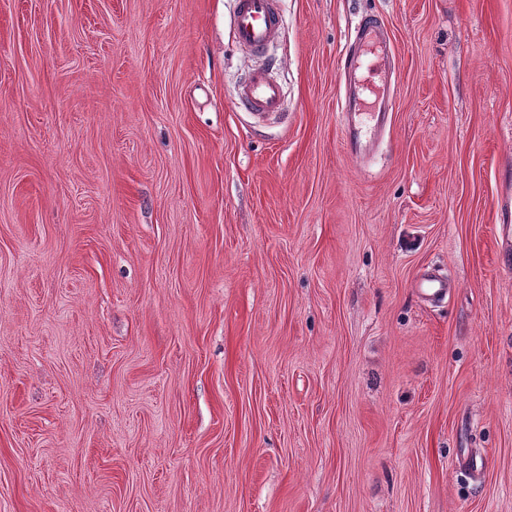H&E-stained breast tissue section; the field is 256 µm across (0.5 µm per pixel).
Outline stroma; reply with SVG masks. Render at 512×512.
<instances>
[{
  "label": "stroma",
  "mask_w": 512,
  "mask_h": 512,
  "mask_svg": "<svg viewBox=\"0 0 512 512\" xmlns=\"http://www.w3.org/2000/svg\"><path fill=\"white\" fill-rule=\"evenodd\" d=\"M280 5L261 120L233 0H0V512H512V0ZM391 54L381 21L372 15L363 17L345 49L343 64L349 81L341 94V112L344 144L351 156L366 155L391 122L393 94L386 70ZM415 288L425 297L432 300H441L448 296V281L435 274L429 273L415 284Z\"/></svg>",
  "instance_id": "stroma-1"
}]
</instances>
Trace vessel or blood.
I'll return each mask as SVG.
<instances>
[{"instance_id": "1", "label": "vessel or blood", "mask_w": 512, "mask_h": 512, "mask_svg": "<svg viewBox=\"0 0 512 512\" xmlns=\"http://www.w3.org/2000/svg\"><path fill=\"white\" fill-rule=\"evenodd\" d=\"M231 24L237 46L257 59L235 87V107L261 117L282 115L283 87L268 59L284 26L279 0H235ZM391 54L381 21L363 17L345 49L343 64L349 80L341 94V112L344 144L351 156L366 155L391 122L393 94L386 70ZM416 288L432 300L448 294L447 280L434 273L417 281Z\"/></svg>"}]
</instances>
